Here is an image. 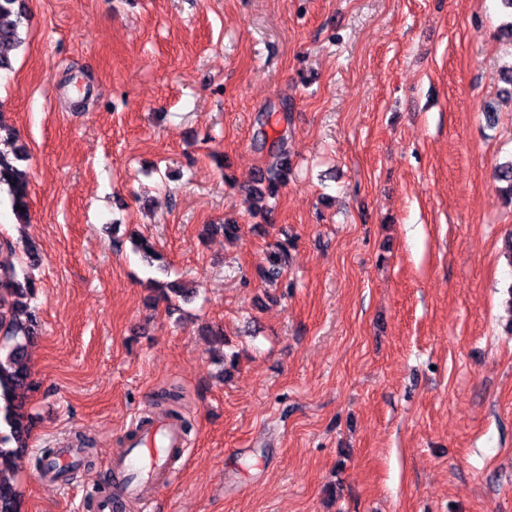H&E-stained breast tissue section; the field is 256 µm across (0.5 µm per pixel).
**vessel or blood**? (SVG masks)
<instances>
[{
    "label": "vessel or blood",
    "mask_w": 512,
    "mask_h": 512,
    "mask_svg": "<svg viewBox=\"0 0 512 512\" xmlns=\"http://www.w3.org/2000/svg\"><path fill=\"white\" fill-rule=\"evenodd\" d=\"M185 439L178 424L161 415L139 427L130 441L129 452L111 461V495L97 499L96 512H119L121 501L137 497L150 500L172 478L170 463L184 451Z\"/></svg>",
    "instance_id": "1"
}]
</instances>
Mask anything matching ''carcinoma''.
Segmentation results:
<instances>
[{
	"instance_id": "cac0c4a2",
	"label": "carcinoma",
	"mask_w": 512,
	"mask_h": 512,
	"mask_svg": "<svg viewBox=\"0 0 512 512\" xmlns=\"http://www.w3.org/2000/svg\"><path fill=\"white\" fill-rule=\"evenodd\" d=\"M28 8L25 0H0V71L9 70V51L22 46L29 38L26 26ZM10 150H0V194L9 201L12 214L25 223L30 191V172L26 165L28 150L18 143L13 129L0 118V143ZM285 157L280 151L271 160L249 198L259 203L277 195L286 183ZM496 180L505 183L506 198L512 201V160L495 168ZM16 246L8 239L0 240V512H22V501L14 476L28 451L31 424L23 411L22 398L36 388L28 360V346L41 334L38 309L31 305L35 282L25 269H17L12 261ZM287 252L280 248L272 255V269L265 278L273 282L286 264ZM154 301L169 305L187 301L194 289L170 282L154 289Z\"/></svg>"
}]
</instances>
